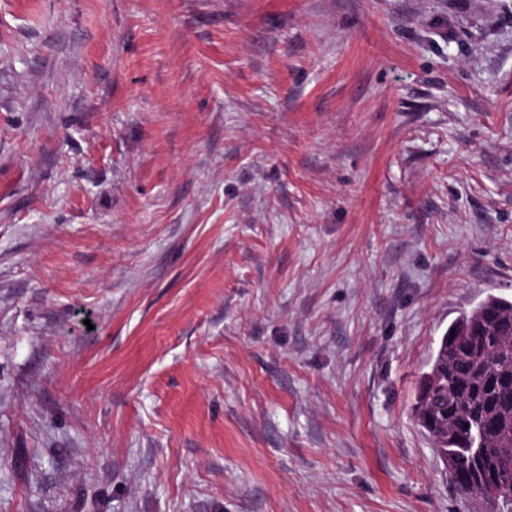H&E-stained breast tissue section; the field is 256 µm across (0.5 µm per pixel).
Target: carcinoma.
I'll list each match as a JSON object with an SVG mask.
<instances>
[{
    "mask_svg": "<svg viewBox=\"0 0 512 512\" xmlns=\"http://www.w3.org/2000/svg\"><path fill=\"white\" fill-rule=\"evenodd\" d=\"M512 300L490 295L455 319L441 337L429 370L417 386L414 416L435 447L456 458L451 480L462 493L478 494L477 485L498 486L512 495V458L488 456L473 464L475 444L498 448L512 443Z\"/></svg>",
    "mask_w": 512,
    "mask_h": 512,
    "instance_id": "obj_1",
    "label": "carcinoma"
}]
</instances>
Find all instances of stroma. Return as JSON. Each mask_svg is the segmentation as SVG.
I'll list each match as a JSON object with an SVG mask.
<instances>
[{
	"label": "stroma",
	"mask_w": 512,
	"mask_h": 512,
	"mask_svg": "<svg viewBox=\"0 0 512 512\" xmlns=\"http://www.w3.org/2000/svg\"><path fill=\"white\" fill-rule=\"evenodd\" d=\"M512 297V0H0V512H491L414 413Z\"/></svg>",
	"instance_id": "stroma-1"
}]
</instances>
